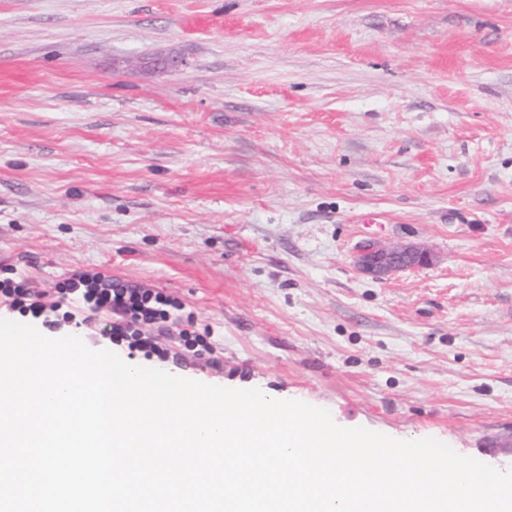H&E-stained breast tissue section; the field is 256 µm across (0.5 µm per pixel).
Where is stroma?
I'll use <instances>...</instances> for the list:
<instances>
[{"label": "stroma", "mask_w": 512, "mask_h": 512, "mask_svg": "<svg viewBox=\"0 0 512 512\" xmlns=\"http://www.w3.org/2000/svg\"><path fill=\"white\" fill-rule=\"evenodd\" d=\"M9 269L178 299L142 366L512 469V0H0ZM106 317L34 325L130 359ZM429 261L425 251L415 246L390 248L376 241L363 244L356 264L358 268L383 278L398 271L423 266Z\"/></svg>", "instance_id": "35a3bbf8"}]
</instances>
